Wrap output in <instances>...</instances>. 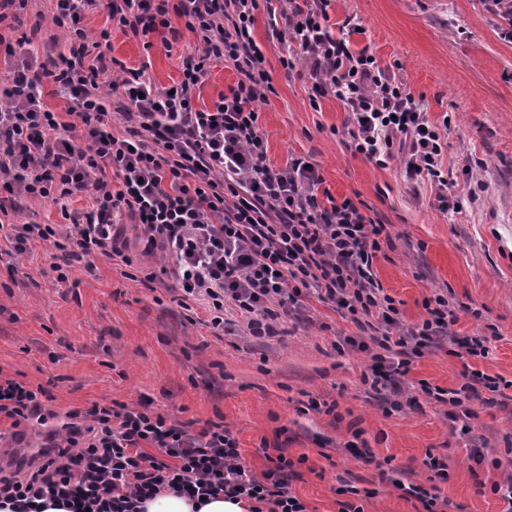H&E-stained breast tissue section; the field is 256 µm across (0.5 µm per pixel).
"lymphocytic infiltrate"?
I'll use <instances>...</instances> for the list:
<instances>
[{
  "label": "lymphocytic infiltrate",
  "instance_id": "lymphocytic-infiltrate-1",
  "mask_svg": "<svg viewBox=\"0 0 512 512\" xmlns=\"http://www.w3.org/2000/svg\"><path fill=\"white\" fill-rule=\"evenodd\" d=\"M52 21L64 35L55 55L38 61L27 39L0 45L12 59L0 87V193L63 201L83 193L84 211L70 214L69 230L51 224L11 225L14 248L52 242L65 256L95 254L132 264L135 253L160 255L162 275L185 298L205 302L212 328L225 311L243 320L251 337L276 334L304 293L313 291L354 322L379 314L398 323L395 300L380 288L372 264L387 237L385 225L364 215L351 198L321 205L322 177L306 158L271 168L258 123L272 79L253 37L259 12L289 47L280 64L301 72L314 98L335 97L350 114L356 153L379 166L401 160L406 180L437 185L448 205L447 144L389 68L349 37L362 32L348 15L338 30L328 20L333 0H55ZM106 7L118 29L164 46L192 33L197 53L183 64L173 89L153 87L140 69L116 73L104 48L111 34L92 35L87 10ZM183 21L175 28L172 18ZM229 61L235 86L213 107L193 95L213 65ZM52 79L69 102L66 113L43 102ZM126 99L127 128L114 135L112 98ZM426 316L398 339L419 355L450 323L448 300L425 299ZM43 386L0 376V419L15 433L31 422L55 421L50 446L27 458L0 461V502L13 512H139L161 493L204 501L224 496L252 502L251 512H308L290 490L296 463L284 452L265 453L254 474L239 443L218 423L195 431L145 405L93 403L64 416L47 408Z\"/></svg>",
  "mask_w": 512,
  "mask_h": 512
}]
</instances>
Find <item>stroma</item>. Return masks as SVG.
Masks as SVG:
<instances>
[{
	"mask_svg": "<svg viewBox=\"0 0 512 512\" xmlns=\"http://www.w3.org/2000/svg\"><path fill=\"white\" fill-rule=\"evenodd\" d=\"M54 0H29L11 39L28 37L44 55L57 30ZM331 23L357 16L364 34L354 49H368L427 111L451 122L443 165L449 196L467 192L469 179L487 187L479 201L443 210L434 186L404 180L399 162L378 167L351 148L349 114L328 96L311 107L310 82L286 75L279 59L286 47L258 13L253 37L266 57L274 91L258 104L259 125L272 167L302 155L319 167L322 188L335 198L362 201L364 213L385 224L391 241L373 261V273L399 304L408 328L425 318V299L441 294L457 319L435 337L407 374L393 375L374 390L363 380L375 359L396 365L403 349L381 348L386 327L373 320L367 350L351 347L364 333L335 304L304 297L281 333L261 341L236 323L218 336L197 301L182 303L171 280H150L139 266L101 255L72 264L56 282L54 248L32 245L20 254L0 235V373L23 376L46 388L50 409L64 412L95 402L145 403L193 429L224 424L237 439L244 463L261 473L262 444L286 455H306L291 490L309 512H337L335 487L345 479L368 488L363 512H417L391 481L425 483L427 456L448 465L438 493L447 512H503L494 485L512 480L500 466L512 449V386L490 407L475 400L453 408L428 397L422 383L460 388L466 370L512 383V42L500 38L498 20L481 0H334ZM88 31L111 32V55L144 68L155 87L173 85L196 41L183 34L172 49L161 41L144 48L141 38L112 27L105 9L87 11ZM82 195L66 206L51 199L6 203L8 224H64L63 208L84 209ZM483 336L488 354L458 357L453 338ZM332 412L309 409V401ZM360 438L373 459H354L345 445Z\"/></svg>",
	"mask_w": 512,
	"mask_h": 512,
	"instance_id": "obj_1",
	"label": "stroma"
}]
</instances>
